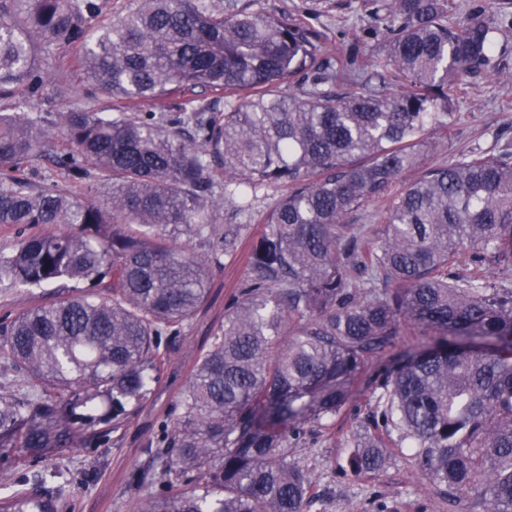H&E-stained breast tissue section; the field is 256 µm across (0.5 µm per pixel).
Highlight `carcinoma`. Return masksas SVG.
<instances>
[{
	"mask_svg": "<svg viewBox=\"0 0 512 512\" xmlns=\"http://www.w3.org/2000/svg\"><path fill=\"white\" fill-rule=\"evenodd\" d=\"M364 2L382 59L364 39L335 51L325 30L255 0H135L115 20L112 0H0V226L21 235L0 277L57 287L0 321V360L28 388L0 394L1 448L42 459L124 429L208 293L210 256L178 235L272 187L239 296L149 442L155 468L133 475L156 488L137 512H306L318 486L295 450L408 335L427 346L385 369L380 423L444 494L512 512V288L481 273L488 258L512 268V153L425 165L454 126L455 89L512 78L505 21L481 3L461 19L448 0ZM77 65L148 111L108 112L91 91L59 113L49 154L43 105L70 95ZM44 154L85 194L34 190L28 164ZM378 200L371 243L349 218ZM239 231L208 238L212 254L234 252ZM466 257L476 270L461 276ZM106 278V298L70 293ZM380 423L351 472L382 469ZM56 478L19 474L0 512H65Z\"/></svg>",
	"mask_w": 512,
	"mask_h": 512,
	"instance_id": "obj_1",
	"label": "carcinoma"
}]
</instances>
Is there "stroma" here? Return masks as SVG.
Masks as SVG:
<instances>
[{
    "label": "stroma",
    "mask_w": 512,
    "mask_h": 512,
    "mask_svg": "<svg viewBox=\"0 0 512 512\" xmlns=\"http://www.w3.org/2000/svg\"><path fill=\"white\" fill-rule=\"evenodd\" d=\"M272 14H300L326 25L332 48L349 47L363 36L367 17L363 0H259ZM454 109L458 121L444 144L427 158L428 164H445L462 152L476 150L512 152V81L480 77L458 90ZM280 195L279 190L259 191L249 212L224 208L215 231L238 224L242 230L239 245L229 256H218L210 265V285L204 303L178 339L171 352L167 371L150 401L144 404L128 426L97 451L69 448L45 460L44 465L61 471L58 487L73 505V512H135L141 495L132 487L134 470L154 468L155 458L148 448L172 405L189 379L196 356L209 346L214 331L224 321V310L238 291L247 273L248 257L263 221ZM48 288H23L9 279L0 280V316L17 313L49 303ZM414 336L404 337L387 354L370 361L366 372L354 383L353 395L332 431L309 438L297 451L300 462L308 468L321 498L308 512H372L370 494L377 491L383 500L394 504L398 512H479L472 497H464L453 506L438 488L431 485L411 462L406 448L387 450V462L378 474L353 475L347 460L359 442L368 414L376 412L374 389L394 355L419 345Z\"/></svg>",
    "instance_id": "35a3bbf8"
}]
</instances>
